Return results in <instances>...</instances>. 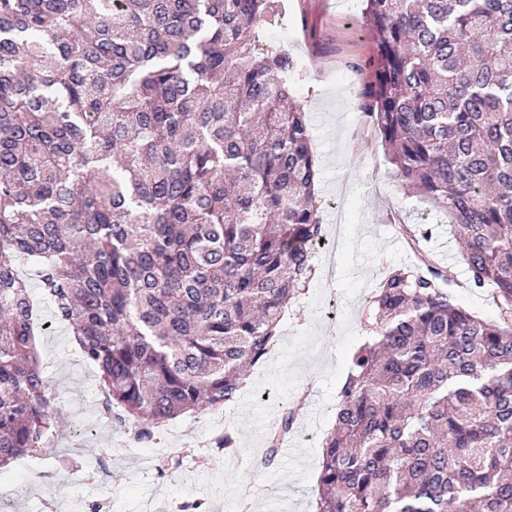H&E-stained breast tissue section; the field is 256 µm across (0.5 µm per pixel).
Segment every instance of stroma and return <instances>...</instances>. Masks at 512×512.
<instances>
[{"label": "stroma", "instance_id": "obj_1", "mask_svg": "<svg viewBox=\"0 0 512 512\" xmlns=\"http://www.w3.org/2000/svg\"><path fill=\"white\" fill-rule=\"evenodd\" d=\"M364 8L363 0H279L266 28L285 36L289 54L307 66L296 98L313 134L323 222L329 232L343 227L316 253L315 276L290 303L275 354L251 370L229 411L182 415L140 443L102 416L95 371L68 329L51 324L36 347L63 418L55 454L34 457L37 472L15 463L0 468L15 512H87L98 501L103 512H175L176 504L195 500L209 512H312L321 439L335 423L350 353L364 339L369 300L385 274L431 261L450 275L457 305L499 319L495 288L471 287L447 218L404 193L375 126L357 109L365 77L350 64L375 57ZM329 298L336 301L333 324L319 316ZM285 405L314 438L289 441L267 467L268 430ZM227 429L251 468L212 450V438ZM174 456L179 467H168Z\"/></svg>", "mask_w": 512, "mask_h": 512}]
</instances>
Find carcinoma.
<instances>
[{
  "instance_id": "1",
  "label": "carcinoma",
  "mask_w": 512,
  "mask_h": 512,
  "mask_svg": "<svg viewBox=\"0 0 512 512\" xmlns=\"http://www.w3.org/2000/svg\"><path fill=\"white\" fill-rule=\"evenodd\" d=\"M276 8L0 0L1 467L53 454L62 414L22 263L97 370L102 414L141 442L229 409L278 341L325 227L299 65L262 44ZM365 21L358 110L511 315L512 0H366ZM447 282L393 268L371 297L315 512H512V323Z\"/></svg>"
}]
</instances>
